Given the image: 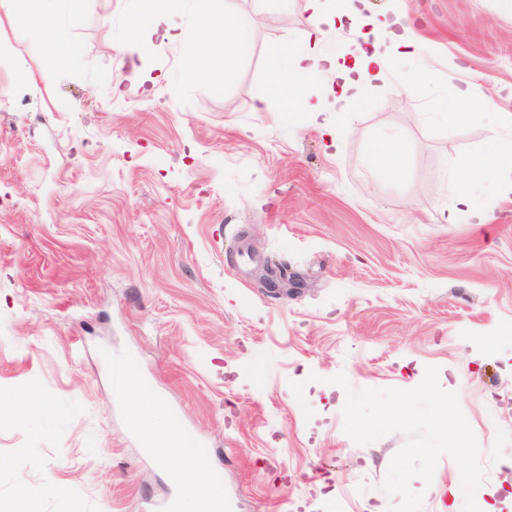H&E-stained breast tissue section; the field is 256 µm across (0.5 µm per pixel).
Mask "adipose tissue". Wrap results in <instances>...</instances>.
<instances>
[{"instance_id": "ef3b65f1", "label": "adipose tissue", "mask_w": 512, "mask_h": 512, "mask_svg": "<svg viewBox=\"0 0 512 512\" xmlns=\"http://www.w3.org/2000/svg\"><path fill=\"white\" fill-rule=\"evenodd\" d=\"M199 22L206 37L197 46L186 51L184 61L197 67L201 51H222L225 57H236L247 49L255 27V17L250 13L218 16L208 8V0H196ZM25 15L42 23L45 32V57L40 77L52 83L58 69L68 60V50L59 37L53 21L52 0H23ZM303 21L311 35L307 47L294 55L289 66L274 67L275 85H288L296 95L297 103L310 112L314 121H324L326 113L346 111L350 102L362 97L367 87L380 78L385 60L375 46L358 43L352 59H345L333 51L323 50L322 44L333 28L323 0H304L301 8ZM323 76L330 82L331 102L314 101L305 94L308 80ZM490 102L475 106L468 91H459L448 105L442 106L443 119L448 125L458 126L486 117L503 126L512 125V113L491 112ZM512 196V142H498L491 146L488 155L472 157L463 173L455 177L454 203L446 220L455 223L458 215H466L471 223L486 224L490 221L487 197ZM133 425L142 435L149 449L166 459L179 446V438L170 430L166 409L159 404L147 412H134ZM192 456H184L173 472L180 486V512H210L211 495L207 484L195 474Z\"/></svg>"}]
</instances>
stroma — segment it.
<instances>
[{
  "label": "stroma",
  "mask_w": 512,
  "mask_h": 512,
  "mask_svg": "<svg viewBox=\"0 0 512 512\" xmlns=\"http://www.w3.org/2000/svg\"><path fill=\"white\" fill-rule=\"evenodd\" d=\"M350 2L361 23L414 20L436 92L404 94L410 65L388 62L330 140L271 81L272 52L308 41L298 0H212L255 17L246 52L209 58L218 84L183 67L195 0H174L180 36L157 26L146 59L118 56L137 0H58L75 60L49 84L38 24L0 0V398L38 402L0 415V512L21 495L37 512H154L177 492L173 462L130 417L155 403L194 436L201 472L221 470L231 512H391L383 485L409 437L356 443L343 409L430 367L484 478L448 501L460 470L441 456L410 482L422 512H512V201L487 224L442 218L450 170L512 130L437 114L466 81L512 113V0ZM361 23L330 48L389 49ZM18 88L38 124L15 115ZM394 132L396 171L371 169ZM269 266L289 283L265 288ZM128 359L140 383L115 392L108 363Z\"/></svg>",
  "instance_id": "stroma-1"
}]
</instances>
